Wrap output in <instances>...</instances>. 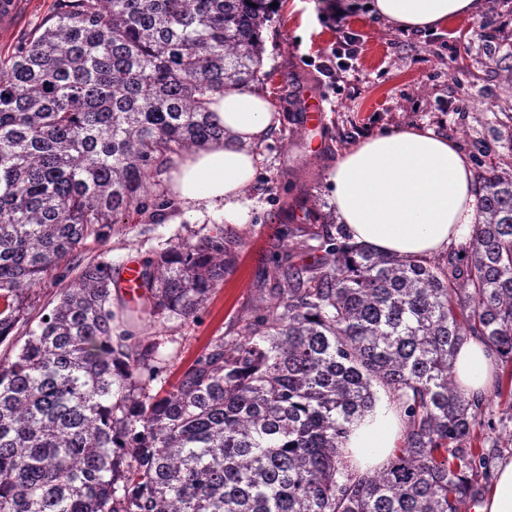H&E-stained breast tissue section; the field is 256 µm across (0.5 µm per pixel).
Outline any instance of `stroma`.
<instances>
[{"mask_svg": "<svg viewBox=\"0 0 512 512\" xmlns=\"http://www.w3.org/2000/svg\"><path fill=\"white\" fill-rule=\"evenodd\" d=\"M311 0H280L263 31V75L258 87L275 101L280 128L261 146L259 169L242 205L248 219L228 224L213 215H187L180 207L158 211L147 221L132 214L91 232L68 266L52 270L21 296L20 318L0 361L13 359V341L52 309L63 288L83 265L111 266L120 277L125 263L156 261L180 243L224 234L234 243V264L204 308L189 320L135 312V335L150 341L166 337L168 373L178 379L213 337L230 332L259 299L273 300V271L282 263L297 267L327 262L304 229L315 215L333 212L330 170L337 156L364 138L404 128L433 130L456 142L473 174L512 161V93L501 81L512 65V0H485L482 18L462 16L421 33L378 20L368 10L349 15L362 37L361 52L337 85L325 84L313 64L334 40L324 8ZM322 98L318 124L305 121V107Z\"/></svg>", "mask_w": 512, "mask_h": 512, "instance_id": "stroma-1", "label": "stroma"}]
</instances>
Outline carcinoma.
Masks as SVG:
<instances>
[{
	"instance_id": "obj_1",
	"label": "carcinoma",
	"mask_w": 512,
	"mask_h": 512,
	"mask_svg": "<svg viewBox=\"0 0 512 512\" xmlns=\"http://www.w3.org/2000/svg\"><path fill=\"white\" fill-rule=\"evenodd\" d=\"M0 48V344L19 289L95 225L152 218L170 155L224 140L213 95L258 80L271 0H55ZM468 246L441 266L310 230L333 256L278 273L277 300L214 337L176 383L163 343L120 330L112 267L76 283L0 364V512H461L512 445L454 379L481 338L512 363V165L478 182ZM224 237L142 267L140 310L196 316ZM403 446L361 472L343 441L375 388ZM486 427L489 434L478 433Z\"/></svg>"
}]
</instances>
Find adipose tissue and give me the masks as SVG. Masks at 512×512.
Instances as JSON below:
<instances>
[{
  "label": "adipose tissue",
  "instance_id": "1",
  "mask_svg": "<svg viewBox=\"0 0 512 512\" xmlns=\"http://www.w3.org/2000/svg\"><path fill=\"white\" fill-rule=\"evenodd\" d=\"M484 0H369L375 16L412 32L481 15ZM212 109L225 137L177 157L168 167L172 195L192 213L223 214L241 223L240 198L257 173L256 148L276 129L271 100L250 86L216 93ZM336 220L353 241L379 252L432 257L469 239L478 188L467 157L432 130L405 128L367 137L344 152L330 174ZM496 357L477 337L454 360L455 381L469 399L492 387ZM396 410L381 408L354 423L344 441L362 468L380 465L400 434Z\"/></svg>",
  "mask_w": 512,
  "mask_h": 512
}]
</instances>
